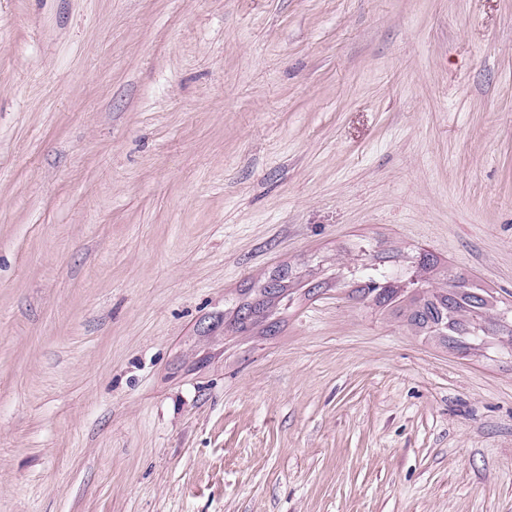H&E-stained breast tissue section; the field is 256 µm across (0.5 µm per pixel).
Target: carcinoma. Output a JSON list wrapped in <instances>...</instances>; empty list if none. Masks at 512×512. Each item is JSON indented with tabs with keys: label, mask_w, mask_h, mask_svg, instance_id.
Segmentation results:
<instances>
[{
	"label": "carcinoma",
	"mask_w": 512,
	"mask_h": 512,
	"mask_svg": "<svg viewBox=\"0 0 512 512\" xmlns=\"http://www.w3.org/2000/svg\"><path fill=\"white\" fill-rule=\"evenodd\" d=\"M414 264L413 274L417 275V279L410 285L421 289L422 295L413 299L408 315L411 324L438 331L446 336L448 346L463 350L488 338H512V324L503 322L499 316H486L493 300L487 291L472 285L461 273L448 274L446 282L439 287L426 284V280L420 278V272L435 266V259L429 253L418 254ZM350 276L359 282L357 292L362 299L385 304L402 295V290L398 288L400 275L370 258H364L354 266ZM287 290L288 284L283 279L279 280L275 289L262 288L259 297L244 304L249 315L234 320L238 330L245 331L264 319L274 300L285 295Z\"/></svg>",
	"instance_id": "obj_1"
}]
</instances>
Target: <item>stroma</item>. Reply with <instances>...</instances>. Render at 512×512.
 <instances>
[{"label": "stroma", "instance_id": "35a3bbf8", "mask_svg": "<svg viewBox=\"0 0 512 512\" xmlns=\"http://www.w3.org/2000/svg\"><path fill=\"white\" fill-rule=\"evenodd\" d=\"M361 241L512 303V0H0V512H512ZM349 272L360 284L356 291L362 299L385 304L396 300L404 292L398 288L400 275L372 258L361 259ZM280 279L281 280H279L276 289L268 288L267 284L260 290L259 298H255L253 301L240 307L238 310V318L236 316L234 320V324L238 325V330L246 331L249 326L255 324L259 320L264 319L266 317V313L269 312V309L272 307L276 298L283 296L282 299H284L287 297L284 295L288 290L289 285L286 283L290 281V277H288L287 280L284 278ZM243 308H247L249 310V315L247 317L241 316V311Z\"/></svg>", "mask_w": 512, "mask_h": 512}]
</instances>
